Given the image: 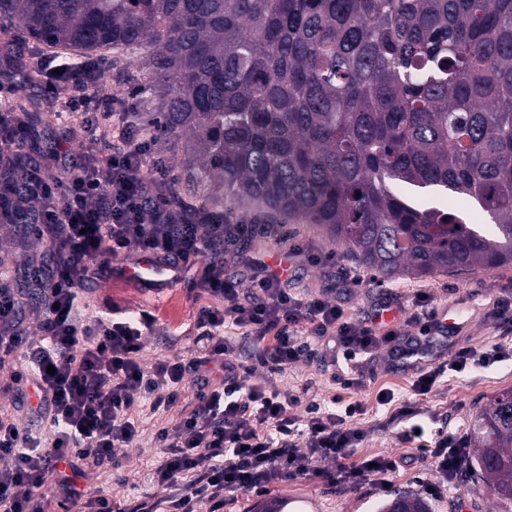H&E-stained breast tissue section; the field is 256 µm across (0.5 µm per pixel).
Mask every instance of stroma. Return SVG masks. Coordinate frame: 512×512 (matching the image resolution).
<instances>
[{
  "label": "stroma",
  "mask_w": 512,
  "mask_h": 512,
  "mask_svg": "<svg viewBox=\"0 0 512 512\" xmlns=\"http://www.w3.org/2000/svg\"><path fill=\"white\" fill-rule=\"evenodd\" d=\"M33 97L49 101L50 109L44 115V122L47 131L54 135H61L79 117L77 111L68 108L66 98L54 96L43 87L32 90L22 87L17 81L10 85L0 84V113ZM293 247L300 248L301 254L285 263L286 274L289 288L300 297L326 295L340 304L348 315L360 319L383 301L413 311L416 294L424 291L429 294L433 306L446 312L449 323L457 327L451 349L479 351L498 344L512 350V332L505 331L492 313L494 302L512 298V267L476 270L457 276L386 279L344 256L340 248L311 224L275 226L265 238L266 262L276 266L281 263V253ZM46 249V243L32 237L21 238L18 225L0 219V260H10L9 270L14 277L24 276L30 264L42 261ZM125 262V256L115 257L112 275L84 281L81 296L86 312L92 314L114 308L131 314L151 313L155 323L152 330L147 331L140 353L144 365L150 366L174 356H189L196 335V311L202 306L215 305V298L194 286L195 270H188L186 280L180 284L159 291L148 287L138 277L122 273ZM224 334L235 338L231 357L233 361L253 367L254 381L301 398L302 404L296 409L298 418H305L304 405L310 401L336 413L341 407L334 404L335 396L359 402L361 410L351 424L364 434L357 448L361 456L394 457L410 453V444L402 439L407 425L401 415L405 408H412L416 421L427 429L440 428L463 437L475 415L498 392L512 388L511 359L488 368L478 366L461 374L445 372L428 394L420 395L413 388L417 370L393 363L382 350L360 358L358 369L364 384L345 391L339 379L346 372L347 364L335 360L332 353L316 350L309 361L273 373L261 366L259 348L239 340L237 328L228 327ZM28 366L27 359L20 355L12 365L0 369V412L28 425L36 436L45 437L49 434L48 422L45 413L36 409V395L22 394L19 384L12 378L13 372H26ZM382 390L390 393L389 403L378 401L377 395ZM194 400L195 389L189 383L185 384L176 403L169 407L157 409L152 400H140L133 412L141 429L137 447L127 449L120 469L109 466L87 469L85 478L78 481L79 487L99 489L122 508L136 504L143 493L138 482L158 460L156 431L179 423L191 410ZM310 467L304 478L282 483L268 493L251 497L249 512H264L271 504L286 512L288 500L294 496L311 499L319 512H378L385 501L399 493L428 499L432 512H494L492 500L477 488L475 480L463 476L447 494L438 498L430 496L428 488L436 482L437 475L430 461L423 458L393 474L384 484L367 479L355 486L332 485L318 476V462H311Z\"/></svg>",
  "instance_id": "1"
}]
</instances>
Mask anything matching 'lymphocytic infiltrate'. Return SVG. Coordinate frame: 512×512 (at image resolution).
Wrapping results in <instances>:
<instances>
[{"instance_id":"obj_1","label":"lymphocytic infiltrate","mask_w":512,"mask_h":512,"mask_svg":"<svg viewBox=\"0 0 512 512\" xmlns=\"http://www.w3.org/2000/svg\"><path fill=\"white\" fill-rule=\"evenodd\" d=\"M72 84L71 108L84 111L89 127L99 126L104 110H111L112 133L97 138L94 165L42 179L30 196L51 203L38 238L55 241L64 252L57 266L33 272L40 282L41 337L26 335L14 289L0 287V369L15 353L24 354L28 380L48 407L53 430L45 443L31 428L0 416V512H51L43 493L49 484L73 512H113L110 498L78 489L77 478L87 468L119 465L120 450L135 447L140 436L135 404L161 390L175 401L190 375L198 383L196 403L174 428L157 432L160 458L143 477L142 501L128 512H200L205 505L220 512L225 497L302 478L311 459L324 462L323 478L352 484L406 464L403 456H357L363 433L348 423L360 410L356 403L340 415L312 404L305 429H298L299 398L252 383V369L230 358L233 347L224 335L229 325L260 347L262 364L274 371L307 360L314 341L350 362L386 350L393 362L418 368L415 389L423 394L446 366L496 363L501 351L493 346L479 353L460 349L447 364L425 368L436 348L446 346L449 328L422 292L408 318L418 329L413 336L397 325L352 321L325 295L298 297L277 271L251 255L242 258L251 271L250 290L242 292L239 281L225 276L224 256L253 238V225L228 224L211 214L188 218L167 205L149 208L158 186L169 182L167 166L142 138L133 113L112 111L97 70L78 67ZM133 250L168 264L203 263L199 286L220 304L198 309L190 358L142 366L143 338L153 325L149 313L118 318L108 310L82 317L81 283L90 273L109 270L112 257ZM424 454L439 476L433 493L443 495L467 463L466 443L441 431Z\"/></svg>"}]
</instances>
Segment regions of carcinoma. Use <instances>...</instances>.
<instances>
[{
    "instance_id": "obj_1",
    "label": "carcinoma",
    "mask_w": 512,
    "mask_h": 512,
    "mask_svg": "<svg viewBox=\"0 0 512 512\" xmlns=\"http://www.w3.org/2000/svg\"><path fill=\"white\" fill-rule=\"evenodd\" d=\"M0 78L38 87L139 57L142 135L185 155L168 201L314 224L384 276L512 266V0H0ZM26 129L35 101L20 106ZM32 136L0 159L4 216L28 230ZM464 197L476 213L448 208ZM469 463L512 512V389L474 419ZM400 512H431L401 495Z\"/></svg>"
}]
</instances>
